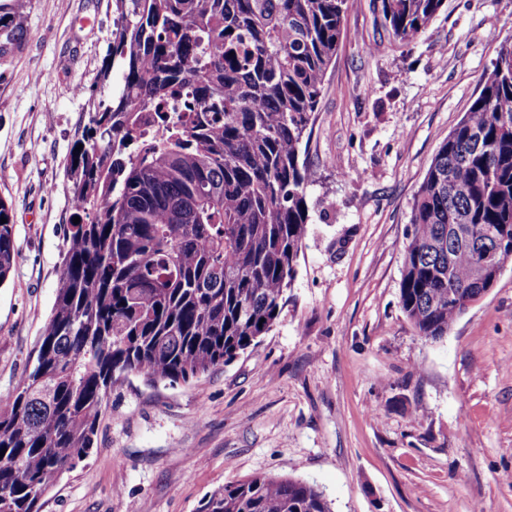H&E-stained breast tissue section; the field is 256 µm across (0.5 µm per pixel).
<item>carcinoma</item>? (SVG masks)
I'll return each mask as SVG.
<instances>
[{
  "instance_id": "cac0c4a2",
  "label": "carcinoma",
  "mask_w": 512,
  "mask_h": 512,
  "mask_svg": "<svg viewBox=\"0 0 512 512\" xmlns=\"http://www.w3.org/2000/svg\"><path fill=\"white\" fill-rule=\"evenodd\" d=\"M121 82L92 92L66 168L72 216L33 367L0 399V512H40L90 454L112 386L188 384L258 343L287 302L307 232L301 146L348 0H115ZM443 0H380L413 42ZM20 0H0V55L20 50ZM0 284L15 263L0 199ZM400 304L437 341L497 278L474 250L512 256V40L437 151L412 205ZM458 224L471 239H460ZM199 512H331L295 478L254 475Z\"/></svg>"
}]
</instances>
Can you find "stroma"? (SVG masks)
<instances>
[{
	"mask_svg": "<svg viewBox=\"0 0 512 512\" xmlns=\"http://www.w3.org/2000/svg\"><path fill=\"white\" fill-rule=\"evenodd\" d=\"M115 0H25L0 58V198L17 256L0 285V396L36 358L72 214L65 167L107 56ZM512 39V0H444L409 45L349 0L301 159L310 220L272 330L178 386L113 387L90 456L41 512H199L253 475L317 485L332 512H512V262L447 336L400 303L411 208Z\"/></svg>",
	"mask_w": 512,
	"mask_h": 512,
	"instance_id": "35a3bbf8",
	"label": "stroma"
}]
</instances>
